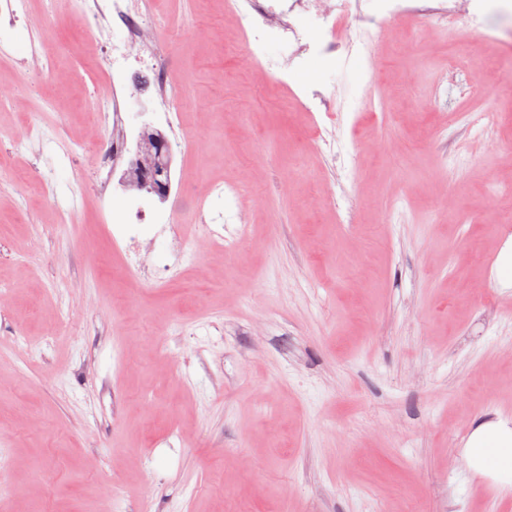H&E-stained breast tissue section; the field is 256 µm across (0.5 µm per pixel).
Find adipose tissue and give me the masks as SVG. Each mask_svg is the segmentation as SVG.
I'll list each match as a JSON object with an SVG mask.
<instances>
[{"instance_id":"ef3b65f1","label":"adipose tissue","mask_w":512,"mask_h":512,"mask_svg":"<svg viewBox=\"0 0 512 512\" xmlns=\"http://www.w3.org/2000/svg\"><path fill=\"white\" fill-rule=\"evenodd\" d=\"M463 457L475 477L511 492L512 418L478 420L465 442Z\"/></svg>"}]
</instances>
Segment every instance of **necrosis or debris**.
Instances as JSON below:
<instances>
[{
    "instance_id": "1",
    "label": "necrosis or debris",
    "mask_w": 512,
    "mask_h": 512,
    "mask_svg": "<svg viewBox=\"0 0 512 512\" xmlns=\"http://www.w3.org/2000/svg\"><path fill=\"white\" fill-rule=\"evenodd\" d=\"M231 9L248 20L242 35L241 56L246 63L265 60L264 42L279 41L283 51L267 70L287 78L308 50L302 28L305 15H315L327 34L324 48L338 51L332 36L336 25L347 17H360L359 0H234ZM70 13L82 32L81 44L97 48L93 66L105 79L109 91L95 102L100 136L92 153L93 185L99 209H106L112 174L125 159V105L135 96L127 77L129 71L148 72L155 90L157 120L177 129L182 126V108L169 79L170 50L160 31L168 23L166 14L147 7L146 0H71ZM251 186L246 181L231 185L211 184L205 195L193 203L198 239L212 250H233L238 236L248 231L246 215L239 202ZM127 220L113 224L109 231L114 251L126 257L129 276L156 284L175 277L184 262L183 225L177 214L154 211L143 199L127 204ZM154 225L156 233L169 242L164 264H153L141 238V224Z\"/></svg>"
}]
</instances>
